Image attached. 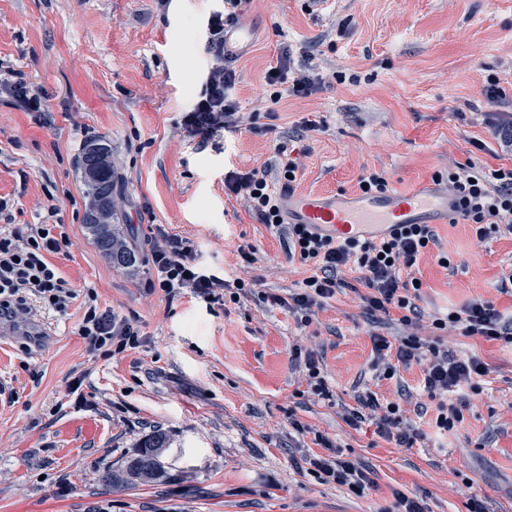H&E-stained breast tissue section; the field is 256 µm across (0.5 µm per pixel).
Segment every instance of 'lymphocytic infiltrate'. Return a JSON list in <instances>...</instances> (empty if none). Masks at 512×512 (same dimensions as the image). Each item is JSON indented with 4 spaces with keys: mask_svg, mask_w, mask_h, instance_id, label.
Wrapping results in <instances>:
<instances>
[{
    "mask_svg": "<svg viewBox=\"0 0 512 512\" xmlns=\"http://www.w3.org/2000/svg\"><path fill=\"white\" fill-rule=\"evenodd\" d=\"M248 2L224 0L223 10L213 12L207 20L205 50L215 63L204 77L197 100L182 116L190 138L199 144H207L221 132L241 128L244 123L235 95L236 72L224 60V30L239 23ZM289 64V57H281L265 75L271 104H279L287 97L306 98L319 88L313 75L289 76ZM296 169L292 160L283 165V178L277 189L272 188L264 170L231 171L224 177L225 189L244 199L262 223L287 239L290 255L310 271L300 292L273 296V303L297 314L301 325H309L315 308L344 288L341 271L356 273L366 289L361 300L370 314L387 319L392 311L401 313L402 330L397 336L372 338L375 379L389 380L396 375L398 366L423 363V389L436 402V428L442 432L458 429L471 396L481 394V382L489 368L477 354L450 353L442 349L440 339L421 333L416 306L421 287L412 270L419 258L438 243L433 225L412 224L403 232L380 240L338 242L315 235L304 225L285 223L280 193L290 190V176ZM433 180L446 183L458 203L459 218L474 224L477 239H484L491 232L512 234V168L487 172L470 161L449 166L447 174H435ZM67 245V234L52 224L0 230V317L26 316L35 302L41 309L63 316L78 299L84 308L78 333L85 339L89 354L108 357L140 347L141 337L133 319L100 309L95 289L77 290L60 275L50 257ZM151 255L154 275L148 286L160 290L166 298L186 292L208 304L220 305L227 299L240 300L252 291V283L239 278L229 282L201 266L190 241L161 237L154 242ZM432 326L467 338L512 345V318L504 317L484 299L471 300L463 309L434 318ZM358 403V409L345 416L349 426L372 422L380 438L407 448L422 438V431L406 422L399 403H379L370 393L359 396ZM308 463L320 478L348 487L353 494H363L369 484L356 461L339 449H332L326 457H309Z\"/></svg>",
    "mask_w": 512,
    "mask_h": 512,
    "instance_id": "lymphocytic-infiltrate-1",
    "label": "lymphocytic infiltrate"
}]
</instances>
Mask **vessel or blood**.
Returning a JSON list of instances; mask_svg holds the SVG:
<instances>
[{
  "label": "vessel or blood",
  "mask_w": 512,
  "mask_h": 512,
  "mask_svg": "<svg viewBox=\"0 0 512 512\" xmlns=\"http://www.w3.org/2000/svg\"><path fill=\"white\" fill-rule=\"evenodd\" d=\"M283 206L288 223L304 224L314 233L339 239H379L404 224H440L455 216L447 189L434 183L370 195L292 193Z\"/></svg>",
  "instance_id": "b4317fda"
}]
</instances>
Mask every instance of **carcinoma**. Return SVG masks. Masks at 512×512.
<instances>
[{"instance_id":"1","label":"carcinoma","mask_w":512,"mask_h":512,"mask_svg":"<svg viewBox=\"0 0 512 512\" xmlns=\"http://www.w3.org/2000/svg\"><path fill=\"white\" fill-rule=\"evenodd\" d=\"M109 153L107 145L96 141L83 148L82 168L90 198L85 224L98 248L109 256L113 265L130 268L136 266L138 257L112 228L113 171ZM166 445V434L160 430L153 432L143 441L138 456L129 463L130 473L143 482L155 480L160 474L159 451Z\"/></svg>"}]
</instances>
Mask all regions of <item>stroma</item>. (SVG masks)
<instances>
[{"mask_svg":"<svg viewBox=\"0 0 512 512\" xmlns=\"http://www.w3.org/2000/svg\"><path fill=\"white\" fill-rule=\"evenodd\" d=\"M220 6L0 0V79L19 75L41 98L30 112L0 95V226L63 225L69 245L51 258L61 276L94 287L101 308L133 318L142 334L139 348L102 358L78 334L79 303L63 317L37 308L0 323V512H384L398 491L426 512H467L473 496L512 512V348L444 336L490 372L463 428L438 433L421 365L396 380L370 369L372 334L396 335L397 322L373 321L346 271V288L299 328L270 297L298 292L307 268L224 188L227 172L270 168L280 143L301 152L297 194H356L374 171L407 191L452 161L511 168L512 149L487 114L512 112V0H251L242 22L254 38L235 57L236 96L264 131H228L201 148L181 117L212 64L205 29ZM285 54L292 69L313 66L321 88L273 109L264 76ZM491 78L502 106L484 96ZM306 117L322 132L302 136ZM92 140L110 148L112 222L139 258L132 268L114 267L85 227L79 160ZM436 230L448 263L431 252L418 261L424 316L475 298L512 314V289H500L512 274V235L480 241L462 220ZM160 233L191 241L225 279H259L257 294L213 309L151 292ZM247 245L257 256L249 267L239 253ZM295 342L321 357L331 399L299 382ZM401 389L412 395L405 417L426 434L413 447L344 422L357 393L383 402ZM157 430L168 438L162 475L135 481L128 462ZM318 434L369 472L363 496L309 471L303 457L321 453Z\"/></svg>","mask_w":512,"mask_h":512,"instance_id":"35a3bbf8","label":"stroma"}]
</instances>
